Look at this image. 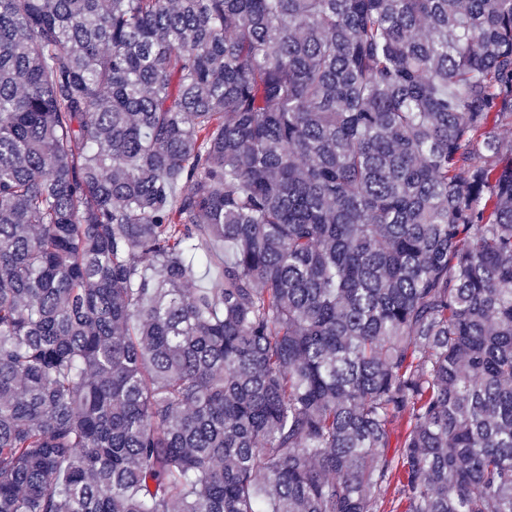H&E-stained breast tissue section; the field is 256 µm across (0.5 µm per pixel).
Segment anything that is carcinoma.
I'll list each match as a JSON object with an SVG mask.
<instances>
[{
	"label": "carcinoma",
	"instance_id": "1",
	"mask_svg": "<svg viewBox=\"0 0 512 512\" xmlns=\"http://www.w3.org/2000/svg\"><path fill=\"white\" fill-rule=\"evenodd\" d=\"M508 125L512 0H0V512H512Z\"/></svg>",
	"mask_w": 512,
	"mask_h": 512
}]
</instances>
